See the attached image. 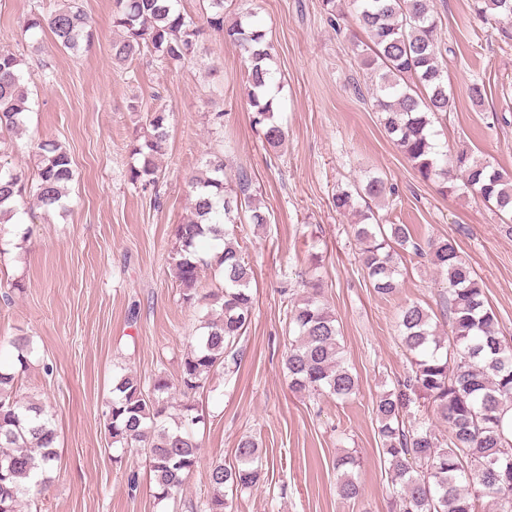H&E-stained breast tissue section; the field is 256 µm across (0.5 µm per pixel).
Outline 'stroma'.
<instances>
[{"mask_svg":"<svg viewBox=\"0 0 512 512\" xmlns=\"http://www.w3.org/2000/svg\"><path fill=\"white\" fill-rule=\"evenodd\" d=\"M90 16L91 45L74 53L49 32L26 31L31 12L47 15L64 0H0V49L24 59L30 110L19 134L0 133V157L35 177L38 145L63 144L74 177L62 209L44 213L34 200L20 208V225L0 226V365L9 366L10 338L32 340L20 394L52 414L59 469L40 512H181L155 497L145 456L122 463L104 428L102 409L119 369L148 380L176 379L189 337L200 335L204 308L186 304L175 277V227L190 214L189 178L210 154L223 152L224 181L247 172L267 224L235 231L254 270L252 321L240 340L233 374L217 372L197 394L205 421L198 467L182 496L206 493L212 460L232 462L242 437L254 436L268 461L263 486L234 500L235 512H389L373 401L407 368L396 327L399 309L418 302L441 313L446 282L428 261L405 254L396 293L381 296L359 263L351 226L337 213V189L383 174L398 188L375 206L383 224L409 225L421 239H452L484 283L504 335L512 336V233L480 199L441 193L421 180L390 141L355 54L352 19L332 26L322 0H224V18L245 12L274 48L276 116L288 133L274 149L252 122L246 64L207 30L197 53L167 66L149 57L112 61L113 0H79ZM443 67L455 107L434 122L439 151L467 150L512 174V43L506 23L475 16L471 0H433ZM487 97L475 107L472 81ZM163 108L170 132L157 156L156 187L128 180L137 159L145 112ZM223 112L214 131L212 116ZM318 275L339 322L341 343L359 391L340 402L289 391L283 356L288 347L282 290L300 292L302 277ZM355 451L362 494L345 501L335 491L336 458ZM137 490L128 487L129 472Z\"/></svg>","mask_w":512,"mask_h":512,"instance_id":"stroma-1","label":"stroma"}]
</instances>
